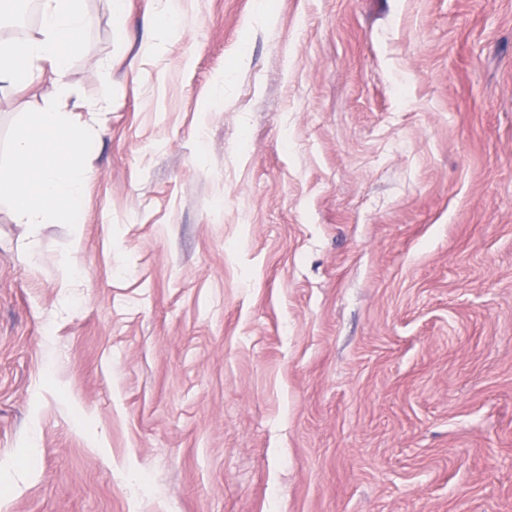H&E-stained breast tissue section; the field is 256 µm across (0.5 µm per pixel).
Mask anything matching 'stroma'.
Masks as SVG:
<instances>
[{
	"label": "stroma",
	"instance_id": "obj_1",
	"mask_svg": "<svg viewBox=\"0 0 512 512\" xmlns=\"http://www.w3.org/2000/svg\"><path fill=\"white\" fill-rule=\"evenodd\" d=\"M85 5L82 206H0V512H512V0Z\"/></svg>",
	"mask_w": 512,
	"mask_h": 512
}]
</instances>
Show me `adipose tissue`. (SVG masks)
<instances>
[{
    "label": "adipose tissue",
    "instance_id": "ef3b65f1",
    "mask_svg": "<svg viewBox=\"0 0 512 512\" xmlns=\"http://www.w3.org/2000/svg\"><path fill=\"white\" fill-rule=\"evenodd\" d=\"M40 22L35 34L22 40H0V89L28 84L50 72L57 88V103L36 113L27 135L15 144L12 159L0 169V186L6 187L13 218L19 224H48L57 214L80 205L93 169L82 151L87 131L98 114L86 105L84 129H77L74 113L64 111L70 96L66 81L69 57L80 48L93 19L84 0H40ZM60 145L67 152L63 163L47 162V150Z\"/></svg>",
    "mask_w": 512,
    "mask_h": 512
}]
</instances>
